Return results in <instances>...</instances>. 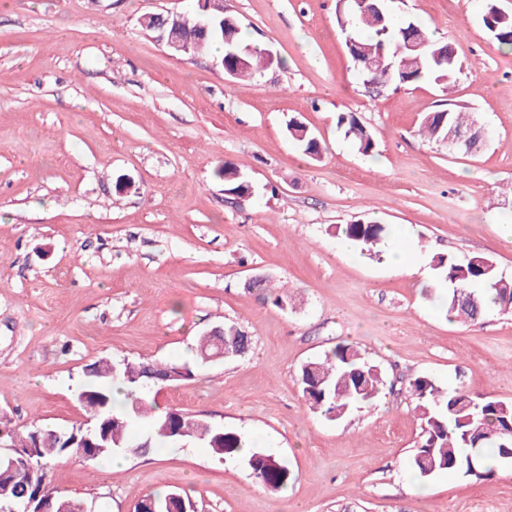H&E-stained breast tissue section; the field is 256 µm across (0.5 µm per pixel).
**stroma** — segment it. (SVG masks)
Returning <instances> with one entry per match:
<instances>
[{
  "mask_svg": "<svg viewBox=\"0 0 512 512\" xmlns=\"http://www.w3.org/2000/svg\"><path fill=\"white\" fill-rule=\"evenodd\" d=\"M192 4L0 0V416L21 432L70 430L86 418L87 365L187 361L226 323L251 337L249 354L195 366L157 402L249 429L261 450L276 435L287 492L197 441L117 467L62 458L50 486L88 512H136L153 491L194 512H512L510 469L478 482L410 468V380L512 403V312L464 325L430 291L438 253L487 257L512 278V52L484 27L485 0H387L451 43L461 69L447 91L379 92L351 61L336 0H224L269 55L248 81L225 74L221 52L176 55L140 25ZM450 102L489 132L476 155L419 134ZM341 112L371 130L372 156L337 129ZM293 118L320 156L290 138ZM226 164L251 196L225 192L214 171ZM357 221L405 227L420 274L336 238ZM339 344L379 365L386 387L332 421L308 409L297 372Z\"/></svg>",
  "mask_w": 512,
  "mask_h": 512,
  "instance_id": "obj_1",
  "label": "stroma"
}]
</instances>
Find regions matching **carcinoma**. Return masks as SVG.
<instances>
[{
	"label": "carcinoma",
	"mask_w": 512,
	"mask_h": 512,
	"mask_svg": "<svg viewBox=\"0 0 512 512\" xmlns=\"http://www.w3.org/2000/svg\"><path fill=\"white\" fill-rule=\"evenodd\" d=\"M383 18L368 19L364 15V0H346L342 11L336 13L341 29L353 42L349 56L354 67L364 77V83L380 90L399 88L423 80L434 83H451L457 65L448 64V56L454 53L446 41L434 39L414 17L397 20L387 7H382ZM482 21L499 46L512 47V14L508 19L498 18L491 6H486ZM196 15L183 19L185 37L194 45L192 53H202L214 45L224 48L223 60L237 51L247 61L238 71V78L252 76L265 64L264 53L246 43L235 32L233 45L224 42L222 15H213L209 28L197 27ZM420 33L424 42L419 51V61L410 71L399 68L394 54L397 46L410 34ZM337 126L344 136L352 140L358 150L368 154L374 148L371 132L353 112H342ZM473 132L465 155H473L484 145V133L477 119L463 107L455 105L427 113L421 123V134L428 141L444 140L448 129ZM288 133L302 147L303 152L320 155L319 143L299 121L288 123ZM224 181L225 191L237 197L252 194V186L237 171L224 165L214 172ZM336 236L361 250L370 251L380 244L387 234L385 225L377 222L338 224ZM437 280L433 288L440 291L443 306L453 317L472 323L486 313L501 310L512 303V279L498 274L490 260L482 257L467 263L458 262L451 254L433 257ZM251 346L250 337L234 326L224 327V351L232 356L246 354ZM219 346L207 335L197 344L198 362L215 355ZM81 392L97 407L96 429L92 442L85 441L87 433L74 427L57 438L51 430L32 426L24 434H18L5 424L0 428L4 438L16 448V458L27 459L29 450L40 449L39 459L47 466L56 460L70 456L96 462L114 454L138 456L154 448L174 447L187 441H199L219 458L238 453L252 446L251 440L235 432H226L208 421L181 409H169L163 416L155 415V399L158 390L170 383L188 380L194 376L187 363L156 361L99 360L88 366ZM298 383L309 408L329 420L341 419L352 412L370 408L377 402L385 380L380 368L363 357L352 345H338L324 356L306 362L299 370ZM409 392L415 403L414 411L421 423L418 446L410 460L419 478H428L440 472L466 473L467 455L470 448H479L474 466L479 471L477 481L492 479L495 468L503 466V454L512 449V403L474 398L461 390H447L429 376H419L409 383ZM143 423L148 431L134 435L132 428ZM247 461L254 477L265 488L279 492L291 479L288 465L273 450H249ZM47 472L42 476L29 477L24 466H19L5 477L0 471V501L25 503L34 500L44 489ZM153 512H180L182 502L175 493H152L144 497Z\"/></svg>",
	"instance_id": "carcinoma-1"
}]
</instances>
